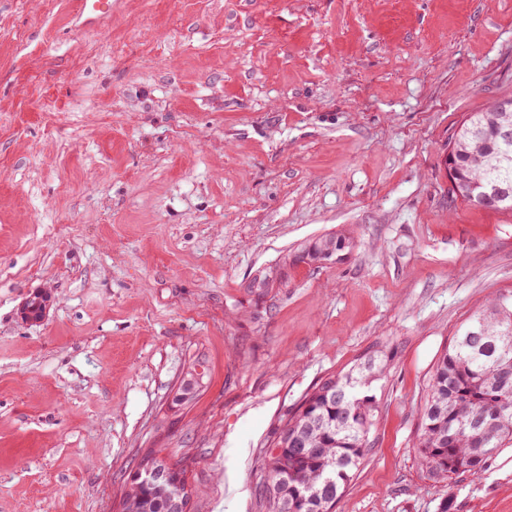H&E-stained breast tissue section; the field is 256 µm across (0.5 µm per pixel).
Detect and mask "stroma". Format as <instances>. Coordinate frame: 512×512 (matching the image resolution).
I'll return each mask as SVG.
<instances>
[{
  "label": "stroma",
  "mask_w": 512,
  "mask_h": 512,
  "mask_svg": "<svg viewBox=\"0 0 512 512\" xmlns=\"http://www.w3.org/2000/svg\"><path fill=\"white\" fill-rule=\"evenodd\" d=\"M77 2L0 0V512H121L148 456L190 512H263L267 443L377 346L336 512H512V443L449 483L415 452L436 359L512 295V214L442 166L512 95V0H112L80 30ZM344 231L340 263L289 264ZM336 239V253L329 259L327 263L323 264H335L337 262L343 261L346 258V255L350 253V251L353 248V240L344 235V234H336L332 236H323L320 238H317L316 240L312 241L308 245L304 246L303 248L293 252L291 256V263L293 265H298L301 263L304 264H310L315 260V257L312 254L305 253V251L309 248L316 249L318 247H321L325 243H327L330 239ZM305 253V254H304ZM35 301V305H39V310L36 311L38 316H33V305L31 302ZM51 296L45 290H39L31 294L22 304L20 309L21 319L25 322H38L45 318L47 309L50 305Z\"/></svg>",
  "instance_id": "1"
}]
</instances>
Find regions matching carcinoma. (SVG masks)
<instances>
[{
	"label": "carcinoma",
	"mask_w": 512,
	"mask_h": 512,
	"mask_svg": "<svg viewBox=\"0 0 512 512\" xmlns=\"http://www.w3.org/2000/svg\"><path fill=\"white\" fill-rule=\"evenodd\" d=\"M512 103L503 97L467 114L448 143L457 177L449 183L453 200L469 203L466 184H497L507 194L484 209L512 213V159L495 153L499 126L512 124ZM335 264L346 258L353 240L336 234ZM320 237L293 252L291 263L310 264ZM382 350L364 354L343 372L322 378L301 400L279 436L264 453L261 499L265 512H335L369 448L379 402L372 379L385 369ZM415 447L419 463L438 481L482 471L485 463L512 441V298L501 297L475 313L437 359L419 410ZM170 485L130 482L122 512H170Z\"/></svg>",
	"instance_id": "1"
}]
</instances>
